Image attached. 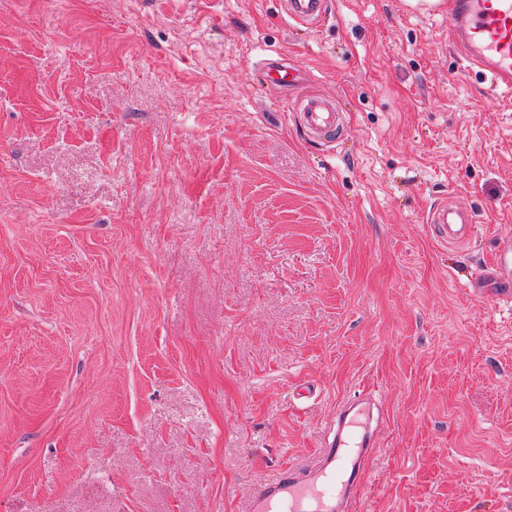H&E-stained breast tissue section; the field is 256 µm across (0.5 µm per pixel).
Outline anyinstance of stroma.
Segmentation results:
<instances>
[{"label":"stroma","mask_w":512,"mask_h":512,"mask_svg":"<svg viewBox=\"0 0 512 512\" xmlns=\"http://www.w3.org/2000/svg\"><path fill=\"white\" fill-rule=\"evenodd\" d=\"M330 4L0 0V512H243L366 387L355 512H512V109L447 11ZM278 58L342 141L258 85ZM287 5L288 17L306 28H317L330 14L329 2L325 0H291ZM295 110L300 126L316 142L334 143L344 134L339 113L334 104L323 96H303L298 99ZM426 222L435 236L446 244L467 239L473 227L472 217L460 208L448 205V200L434 205Z\"/></svg>","instance_id":"35a3bbf8"}]
</instances>
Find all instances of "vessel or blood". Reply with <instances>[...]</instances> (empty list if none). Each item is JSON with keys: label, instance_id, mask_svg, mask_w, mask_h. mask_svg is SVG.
Segmentation results:
<instances>
[{"label": "vessel or blood", "instance_id": "vessel-or-blood-1", "mask_svg": "<svg viewBox=\"0 0 512 512\" xmlns=\"http://www.w3.org/2000/svg\"><path fill=\"white\" fill-rule=\"evenodd\" d=\"M330 13L328 0H289L288 16L296 24L315 28ZM451 25L448 41L478 70L489 89L504 95L512 107V0H448ZM258 78L266 90L281 93L298 83L295 70L282 60L265 61ZM299 124L317 142H335L344 133L339 113L323 96L309 94L296 103ZM427 224L443 242L469 237L471 216L447 202L429 211ZM385 424L383 401L365 390L339 402L326 424L322 448L307 465L280 468L256 486L244 512H352L363 480L377 453Z\"/></svg>", "mask_w": 512, "mask_h": 512}]
</instances>
